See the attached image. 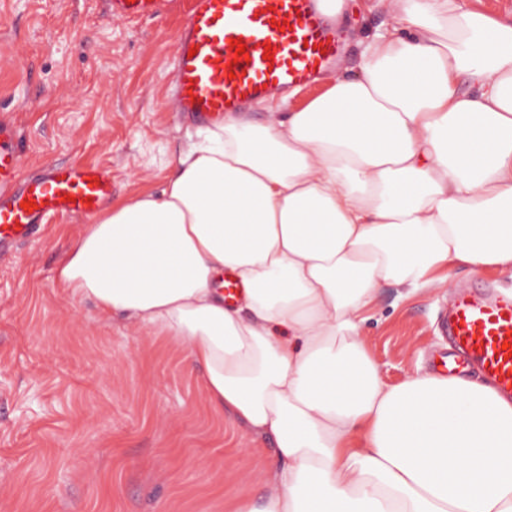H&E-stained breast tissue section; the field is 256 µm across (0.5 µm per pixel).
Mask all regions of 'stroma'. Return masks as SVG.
<instances>
[{
	"label": "stroma",
	"mask_w": 512,
	"mask_h": 512,
	"mask_svg": "<svg viewBox=\"0 0 512 512\" xmlns=\"http://www.w3.org/2000/svg\"><path fill=\"white\" fill-rule=\"evenodd\" d=\"M182 21L114 20L107 0H0V116L17 127L24 174L77 160L111 169V204L160 192L201 129L172 96ZM341 21L333 73L352 76L394 15L347 0ZM84 224L57 218L0 261V512H233L261 499L274 448L228 425L186 349L59 288ZM462 290L511 292L512 277L457 268L430 292L382 290L364 334L385 383L437 371L439 316Z\"/></svg>",
	"instance_id": "35a3bbf8"
}]
</instances>
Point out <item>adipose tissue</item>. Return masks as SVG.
<instances>
[{"mask_svg":"<svg viewBox=\"0 0 512 512\" xmlns=\"http://www.w3.org/2000/svg\"><path fill=\"white\" fill-rule=\"evenodd\" d=\"M393 6L360 73L225 115L57 270L100 316L182 344L214 408L272 440L268 493L234 512H512V402L433 373L387 385L363 336L385 285L512 275V20Z\"/></svg>","mask_w":512,"mask_h":512,"instance_id":"adipose-tissue-1","label":"adipose tissue"}]
</instances>
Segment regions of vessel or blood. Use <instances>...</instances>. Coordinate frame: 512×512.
<instances>
[{
	"label": "vessel or blood",
	"instance_id": "1",
	"mask_svg": "<svg viewBox=\"0 0 512 512\" xmlns=\"http://www.w3.org/2000/svg\"><path fill=\"white\" fill-rule=\"evenodd\" d=\"M112 17L155 19L179 0H108ZM243 56H236L237 45ZM341 48L321 0H194L178 34L172 62L177 109L214 121L275 94L313 82L333 65ZM24 164L14 125L0 119V258L14 243L35 237L51 218L95 215L112 189L94 165L47 164L20 180ZM444 328L453 348L443 369L473 367L512 398V299L459 296Z\"/></svg>",
	"mask_w": 512,
	"mask_h": 512
}]
</instances>
